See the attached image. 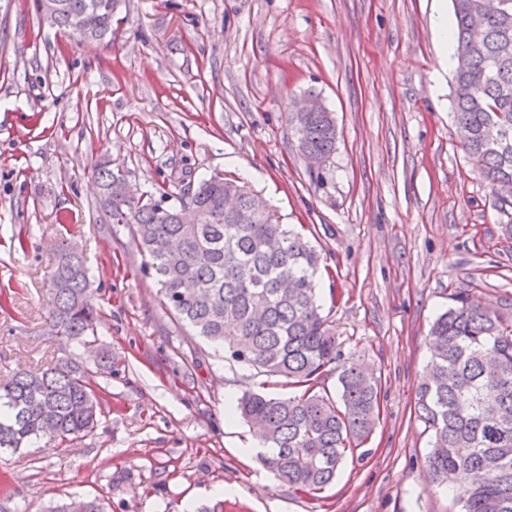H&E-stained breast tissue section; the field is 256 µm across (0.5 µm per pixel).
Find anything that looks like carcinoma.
Returning a JSON list of instances; mask_svg holds the SVG:
<instances>
[{
  "label": "carcinoma",
  "mask_w": 512,
  "mask_h": 512,
  "mask_svg": "<svg viewBox=\"0 0 512 512\" xmlns=\"http://www.w3.org/2000/svg\"><path fill=\"white\" fill-rule=\"evenodd\" d=\"M498 13L484 0H452L453 119L462 147L495 195L512 234V0ZM119 0H37L40 18L70 30L92 17L86 38L112 42ZM297 148L323 164L336 150V124L325 105L290 112ZM97 209L105 224H125L158 276L163 303L229 361L274 377L291 396L246 390L233 411L260 426L269 452L261 463L294 490L315 496L330 486L347 454L379 423V383L360 364L341 360L324 326L316 275L321 257L281 223L247 183L213 175L194 187V219H183L184 193L156 197L125 189L104 161L94 166ZM92 281L82 255L60 250L50 276L48 327L76 346L97 332ZM432 323L430 358L416 414L431 431L426 463L433 483L456 495L461 512H512V313L492 311L460 291ZM112 372V351L94 358L68 353L51 368L18 370L0 382V451L34 440L63 443L90 433L101 414L94 374ZM337 375L336 395L322 389ZM52 512H102L97 500L75 499Z\"/></svg>",
  "instance_id": "cac0c4a2"
}]
</instances>
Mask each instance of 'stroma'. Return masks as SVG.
Here are the masks:
<instances>
[{
  "mask_svg": "<svg viewBox=\"0 0 512 512\" xmlns=\"http://www.w3.org/2000/svg\"><path fill=\"white\" fill-rule=\"evenodd\" d=\"M451 0H122L112 42L71 38L36 0L0 9V382L53 365L45 324L60 240L83 250L97 332L96 428L53 450L0 451L9 508L68 497L103 512H460L425 466L416 416L428 332L454 293L512 306V236L462 149L453 71L432 25ZM321 95L336 151L315 177L288 124ZM109 156L153 194L246 179L326 264L321 315L381 379L380 423L318 496L276 480L229 409L262 376L229 366L161 301L123 224L95 209Z\"/></svg>",
  "mask_w": 512,
  "mask_h": 512,
  "instance_id": "35a3bbf8",
  "label": "stroma"
}]
</instances>
